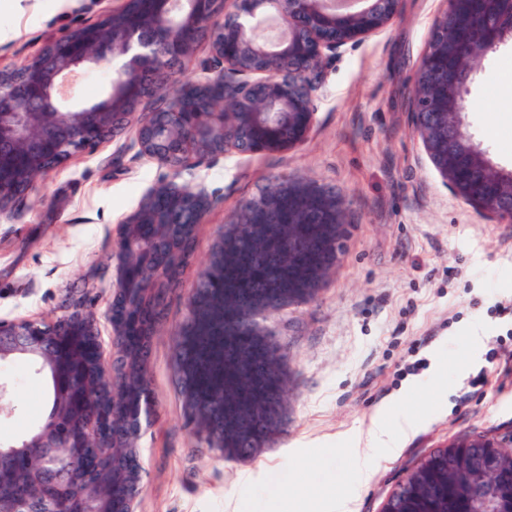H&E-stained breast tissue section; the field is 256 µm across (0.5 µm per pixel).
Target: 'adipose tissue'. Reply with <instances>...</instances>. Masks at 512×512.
Masks as SVG:
<instances>
[{
	"instance_id": "1",
	"label": "adipose tissue",
	"mask_w": 512,
	"mask_h": 512,
	"mask_svg": "<svg viewBox=\"0 0 512 512\" xmlns=\"http://www.w3.org/2000/svg\"><path fill=\"white\" fill-rule=\"evenodd\" d=\"M421 426L419 418L385 405L377 410L367 427L353 430L347 451L352 463V478L341 494L330 499L327 512H355L359 491L373 469L382 461L397 456Z\"/></svg>"
}]
</instances>
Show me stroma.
<instances>
[{"instance_id":"stroma-1","label":"stroma","mask_w":512,"mask_h":512,"mask_svg":"<svg viewBox=\"0 0 512 512\" xmlns=\"http://www.w3.org/2000/svg\"><path fill=\"white\" fill-rule=\"evenodd\" d=\"M123 0H0V71L32 59L51 39L97 21ZM442 0H403L402 14L328 65L314 97L308 139L284 152L224 158L184 170L178 184L204 186L210 207L191 264L153 339L147 374L154 415L137 440L144 491L139 512H303L343 491L350 463L342 432L367 425L384 403L424 422L360 492L356 512H381L406 471L464 433L512 434V376L486 352L512 332L492 314L512 298V223L487 220L441 182L411 124L407 96ZM475 137L512 165V49L478 66L468 96ZM169 172L141 157L132 139H109L35 178L21 216H0V318L46 323L76 306L104 314L115 282L120 222ZM314 182L344 201L341 258L316 297L264 318L286 353L284 424L247 459L200 444L184 416L174 359L186 299L242 204L275 178ZM482 339H472L473 325ZM418 372H405L406 364ZM486 370L480 392L469 377ZM15 412H0V438L23 436L48 414L45 380L14 381ZM253 473L243 487L244 473Z\"/></svg>"}]
</instances>
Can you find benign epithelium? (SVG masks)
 Wrapping results in <instances>:
<instances>
[{"label":"benign epithelium","instance_id":"benign-epithelium-1","mask_svg":"<svg viewBox=\"0 0 512 512\" xmlns=\"http://www.w3.org/2000/svg\"><path fill=\"white\" fill-rule=\"evenodd\" d=\"M152 0L151 11L139 14L140 0L124 5L98 23L81 26L48 42L61 46L43 60L30 62L29 76L0 84V201L9 190L21 199L34 178L53 169L44 161L71 142L96 133L132 134L138 153L176 177L184 167H170L164 157L184 147L189 132L205 156L287 151L308 137L315 123L313 95L327 64L342 51L387 27L402 10L403 0ZM127 12L131 26L114 28L113 16ZM277 18L284 27L274 42L255 37L257 24ZM224 32V42H208L205 77L182 82L172 67L194 57L205 32ZM512 48V0H446L435 18L420 56L408 95L414 133L443 185L491 221H512V167L499 165L478 141L467 121V96L477 62ZM112 66L105 98L83 105L69 83L102 65ZM174 86L181 124L158 126L147 94L155 72ZM220 87L231 111L212 107ZM288 198V213L278 224H314L326 248L327 261L310 268L306 280L253 305L254 316L271 314L290 300L317 294L340 258V239L347 222L342 200L313 182L282 179L256 200L245 203L224 229L220 249L224 264L235 261L243 228L262 224L258 213L279 212ZM158 199V211L140 205L123 221L117 243L112 299L126 291L133 275L123 261L122 241L133 226L183 224L197 232L205 222L208 195L204 188L184 190L170 180L147 194ZM27 355L36 371H48L59 410L27 439L0 445V499L11 493L22 475L33 478L44 512H137L143 491L140 449L118 438L122 416L117 398L99 401V377L110 364L102 354L98 319L76 307L45 327L40 322L0 320V361ZM97 441L112 449V459L127 457L136 468L104 477L99 458L84 450ZM448 462L467 463L463 478L484 512H500L491 492L493 471L512 470V436L459 435L435 449ZM76 462L56 472L59 460Z\"/></svg>","mask_w":512,"mask_h":512}]
</instances>
